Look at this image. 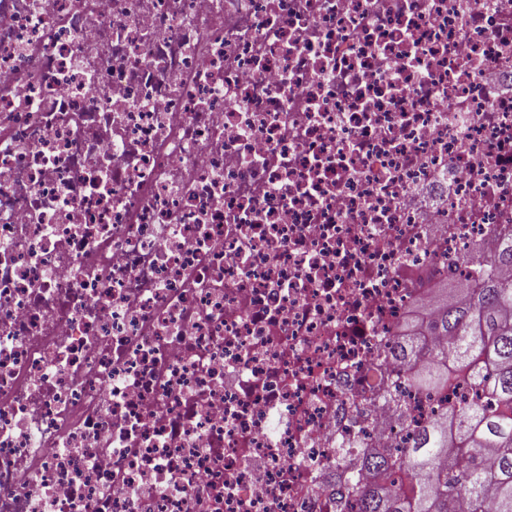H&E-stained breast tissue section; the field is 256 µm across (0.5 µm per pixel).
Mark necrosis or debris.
Listing matches in <instances>:
<instances>
[{"label":"necrosis or debris","mask_w":512,"mask_h":512,"mask_svg":"<svg viewBox=\"0 0 512 512\" xmlns=\"http://www.w3.org/2000/svg\"><path fill=\"white\" fill-rule=\"evenodd\" d=\"M510 230L512 0H0V512H336Z\"/></svg>","instance_id":"obj_1"}]
</instances>
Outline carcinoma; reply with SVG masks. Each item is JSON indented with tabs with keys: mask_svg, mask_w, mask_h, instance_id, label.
<instances>
[{
	"mask_svg": "<svg viewBox=\"0 0 512 512\" xmlns=\"http://www.w3.org/2000/svg\"><path fill=\"white\" fill-rule=\"evenodd\" d=\"M466 288L433 291L432 314L401 324L378 400L406 423L400 448H336L340 512H512V237L471 248ZM459 379L473 397L416 422L399 393L439 394Z\"/></svg>",
	"mask_w": 512,
	"mask_h": 512,
	"instance_id": "cac0c4a2",
	"label": "carcinoma"
}]
</instances>
